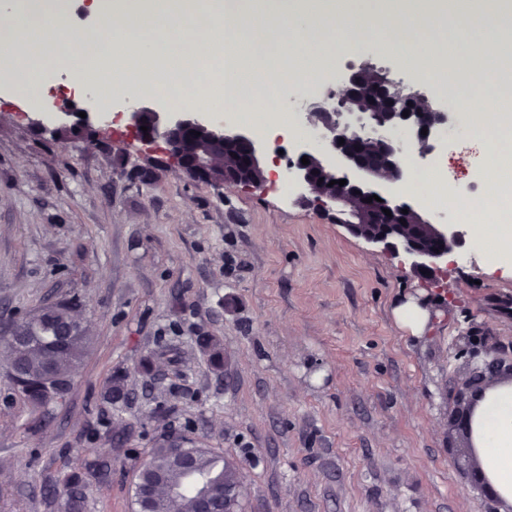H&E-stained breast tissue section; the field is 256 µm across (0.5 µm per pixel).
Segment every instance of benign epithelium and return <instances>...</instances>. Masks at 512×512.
Here are the masks:
<instances>
[{
  "mask_svg": "<svg viewBox=\"0 0 512 512\" xmlns=\"http://www.w3.org/2000/svg\"><path fill=\"white\" fill-rule=\"evenodd\" d=\"M380 86L391 96V107L374 112L357 101L358 76L349 77L348 87L329 89L321 97L304 103L309 123L320 140V148L300 150L290 162L294 179L304 193L300 200L325 212H334L337 222L355 236L384 248L403 250L411 259L414 271L431 276L439 263L459 243V234L448 225L433 220L411 203L392 196L387 186L404 174L401 164L404 146L417 141L425 157L434 150L430 137L439 129L452 127L450 112L443 109L423 89L404 92L387 74H380ZM409 111L403 117V111ZM131 122L141 141L152 144L161 140L177 167L195 181L210 184L222 191L230 186L259 187L265 181V169L256 141L247 133L224 124L203 122L191 112L173 116L138 106L131 112ZM147 130H141V127ZM427 134H421L422 128ZM199 132L195 136L191 131ZM345 139L339 144V139ZM374 143L383 155L379 166L369 163L361 151ZM310 164L304 165L302 157ZM346 180V185L331 186L332 180ZM373 195L381 201L365 202ZM390 210L386 216L384 210ZM408 213H402V210ZM407 225H402L400 220ZM512 374V356L495 357L477 372L473 386L486 375Z\"/></svg>",
  "mask_w": 512,
  "mask_h": 512,
  "instance_id": "obj_1",
  "label": "benign epithelium"
}]
</instances>
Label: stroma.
<instances>
[{"mask_svg":"<svg viewBox=\"0 0 512 512\" xmlns=\"http://www.w3.org/2000/svg\"><path fill=\"white\" fill-rule=\"evenodd\" d=\"M365 66L435 88L372 41L337 51L323 84ZM76 81L55 82L51 111L0 94V327L70 300L94 338L45 411L0 363V512H69L75 469L86 512H131L135 475L171 432L241 461L245 512H512L462 469L454 420L473 371L512 351V265L474 248L473 224L426 278L281 189L279 147L307 144L296 107L269 130L226 118L258 141L266 181L219 194L135 137L120 92L103 134ZM65 106L94 139L53 136ZM435 152L460 190L481 186L479 147ZM411 297L430 314L417 336L394 318ZM202 336L220 340L223 370ZM117 372L126 397L111 403ZM63 491L68 497L70 512H84L86 496L84 493V477L79 471H72L64 480Z\"/></svg>","mask_w":512,"mask_h":512,"instance_id":"1","label":"stroma"}]
</instances>
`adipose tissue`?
Here are the masks:
<instances>
[{
  "instance_id": "adipose-tissue-1",
  "label": "adipose tissue",
  "mask_w": 512,
  "mask_h": 512,
  "mask_svg": "<svg viewBox=\"0 0 512 512\" xmlns=\"http://www.w3.org/2000/svg\"><path fill=\"white\" fill-rule=\"evenodd\" d=\"M101 18L97 29L80 31L69 23L68 0H0V54L13 57L10 70L0 72V85L19 88L39 83L60 71L101 69L124 94L141 88L132 69L161 71L170 58L183 64L212 60L227 53L237 57L223 72V93L200 92L190 107L216 110L220 99L236 110L257 111L242 96L240 84L270 56H277L300 78L323 75L332 50L353 49L368 42L374 16H381L379 47L395 54L409 69L433 77L450 74L455 61L467 57L479 66L495 62L504 40L501 20L476 24L471 0H455L452 23L463 38L456 44L428 33L431 0H207L191 8L187 0H93ZM454 88L475 129L481 130L484 197L497 190L496 175L512 171V150L500 137L486 132V121L503 103L501 92L458 76ZM475 455L499 498L512 504V381L488 388L477 400L471 421Z\"/></svg>"
}]
</instances>
